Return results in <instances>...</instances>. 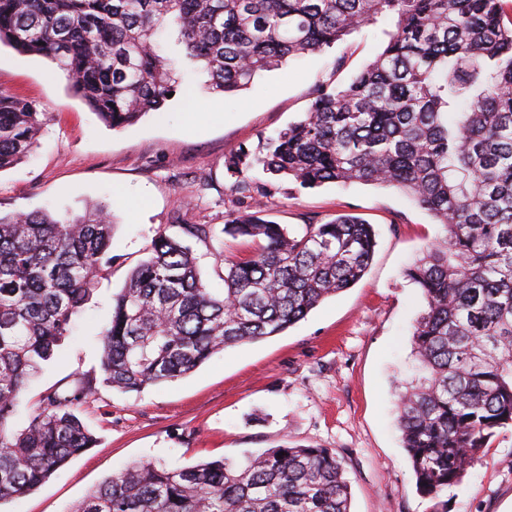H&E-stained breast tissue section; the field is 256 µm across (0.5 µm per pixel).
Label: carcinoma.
Instances as JSON below:
<instances>
[{
  "label": "carcinoma",
  "mask_w": 512,
  "mask_h": 512,
  "mask_svg": "<svg viewBox=\"0 0 512 512\" xmlns=\"http://www.w3.org/2000/svg\"><path fill=\"white\" fill-rule=\"evenodd\" d=\"M391 13L396 31L346 84L320 81L303 117L256 151L224 157L231 191L251 195L258 168L274 187H393L444 235L407 270L426 308L413 350L423 375L404 384L398 423L417 489L441 498L512 427V25L501 0H0V44L45 57L114 129L160 110L177 91L157 33L177 28L182 63H201L214 93L247 88L289 58L321 52ZM46 113L0 91V172L30 156ZM238 214L224 234L256 246L224 257V289L202 278L190 241L206 224L153 239L113 298L102 331V383L122 392L176 381L229 347L279 335L362 279L372 225L351 214L292 230ZM112 206L81 214L0 213V503L38 488L96 438L77 410L97 379L46 390L28 426L11 418L32 378L70 337L112 266ZM327 448H268L171 470L137 462L74 512H351Z\"/></svg>",
  "instance_id": "1"
}]
</instances>
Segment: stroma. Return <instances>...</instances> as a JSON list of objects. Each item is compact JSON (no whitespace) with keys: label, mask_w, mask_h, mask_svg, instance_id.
<instances>
[{"label":"stroma","mask_w":512,"mask_h":512,"mask_svg":"<svg viewBox=\"0 0 512 512\" xmlns=\"http://www.w3.org/2000/svg\"><path fill=\"white\" fill-rule=\"evenodd\" d=\"M392 16L361 25L324 51L255 77L249 89L212 94L203 66L178 67L179 89L156 112L112 129L76 97L66 74L37 55L0 45V89L49 113L28 159L0 172V210L80 214L111 201L114 262L78 316L71 336L29 384L12 419L25 428L40 396L73 375L100 373L101 332L129 271L172 224H209L195 249L211 288L222 289L223 255L253 246L225 237L241 212L224 169L230 150L300 119L321 79L345 83L384 48ZM265 203L280 224H322L339 214L372 224L377 246L357 284L323 301L281 335L213 355L174 382L122 393L98 386L78 409L97 443L0 512H73L107 477L148 461L181 469L223 459L237 465L279 446L331 449L350 482L351 512H431L416 488L397 425L402 383L420 374L412 333L425 300L406 275L441 225L402 192L285 181ZM448 512H512V430L490 439L481 461L448 492Z\"/></svg>","instance_id":"35a3bbf8"}]
</instances>
